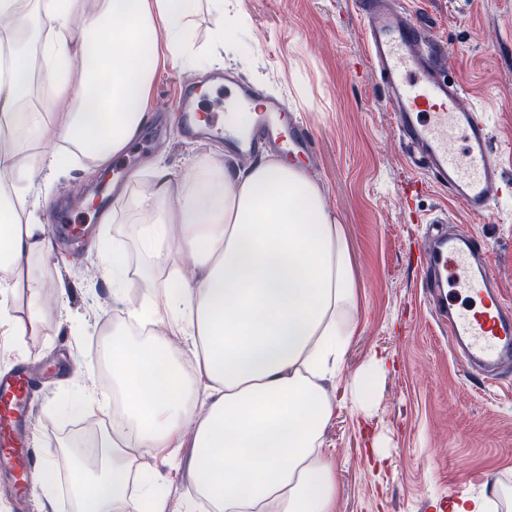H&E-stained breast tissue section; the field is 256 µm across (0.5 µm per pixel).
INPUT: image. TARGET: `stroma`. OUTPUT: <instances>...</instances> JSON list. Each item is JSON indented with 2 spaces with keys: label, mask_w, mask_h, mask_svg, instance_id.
<instances>
[{
  "label": "stroma",
  "mask_w": 512,
  "mask_h": 512,
  "mask_svg": "<svg viewBox=\"0 0 512 512\" xmlns=\"http://www.w3.org/2000/svg\"><path fill=\"white\" fill-rule=\"evenodd\" d=\"M417 19L449 48V76L464 85L468 105L484 109L492 147L512 181V0H404ZM230 31L224 48L210 43L216 27ZM195 47L211 55L206 70L169 64L151 87L150 117L109 175L90 179L74 165L52 176L48 192L58 209L88 230L78 248L62 245L43 274L44 322L0 357V372L29 361L41 368L33 391L29 446L35 454L71 444L91 457L103 410L79 414L61 406L73 380L108 387L99 369L104 330L138 307L140 288L112 293L95 245L122 252L131 269L148 262L135 245L138 215L131 202L148 190L153 168L173 176L198 163L244 175L264 162L257 153L230 156L223 142L190 140L170 122L178 83L201 85L236 72L265 94L284 97L306 123L318 151L310 168L326 187L325 202L344 224L358 290L357 323L343 365L352 377L380 355L387 370L368 413L338 403L323 432L336 468L335 512H446L459 495L485 497L489 512H512V372L496 385L471 377L455 358L422 287L415 242L424 215L448 212L455 228L483 237L492 273L512 305V194L490 218H473L430 178L408 168L405 148L373 75L361 72L365 54L352 0H224L223 13L201 0L193 18ZM421 180L408 192L407 182ZM110 211L112 221L97 216ZM191 446L155 455L143 450L139 469L160 474L166 512H185ZM71 459H57L58 490H34L19 501L0 498V512H72L67 494Z\"/></svg>",
  "instance_id": "obj_1"
}]
</instances>
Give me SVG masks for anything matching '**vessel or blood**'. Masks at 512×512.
Masks as SVG:
<instances>
[{"label": "vessel or blood", "instance_id": "vessel-or-blood-1", "mask_svg": "<svg viewBox=\"0 0 512 512\" xmlns=\"http://www.w3.org/2000/svg\"><path fill=\"white\" fill-rule=\"evenodd\" d=\"M362 20L366 64L377 76L409 165L429 175L472 216H491L505 196V179L491 143L490 126L478 108L462 103L460 84L448 81V54L427 30L393 0H355ZM225 111L252 113L250 126L202 121L197 90L181 86L175 110L187 137L220 136L229 153L263 147L310 159L314 140L288 105L262 95L251 83L225 75ZM447 214L427 221L423 286L438 322L452 336L463 363L496 375L512 365V309L503 302L488 265V247L477 236L447 226ZM480 290V309L457 305L453 293ZM33 377L27 366L0 375V462L33 469L25 448Z\"/></svg>", "mask_w": 512, "mask_h": 512}]
</instances>
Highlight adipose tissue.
Returning <instances> with one entry per match:
<instances>
[{"label": "adipose tissue", "instance_id": "obj_1", "mask_svg": "<svg viewBox=\"0 0 512 512\" xmlns=\"http://www.w3.org/2000/svg\"><path fill=\"white\" fill-rule=\"evenodd\" d=\"M0 0V44L13 73L0 76V129L40 143L16 162L0 147V335L24 336L41 320L42 267L54 255L41 186L51 170L83 156L107 171L147 119L160 64L200 68L192 18L199 0ZM134 207L137 246L163 260L166 275L130 271L122 254L103 255L114 293L141 286L145 305L113 323L101 347L112 364L122 416L101 426L95 467L76 458L74 512H165L161 486L140 477L142 449L166 451L190 438L193 483L186 507L207 499L213 512H334L336 473L323 430L355 330L358 295L344 226L325 203L323 183L288 158L247 175L206 164L172 178L157 167ZM196 270L181 274L183 260ZM25 289L26 317L7 301ZM167 326L197 351L194 375L159 332ZM386 371L374 356L343 384L342 399L368 410ZM72 384L70 410L104 398ZM204 396L196 417L187 401Z\"/></svg>", "mask_w": 512, "mask_h": 512}]
</instances>
